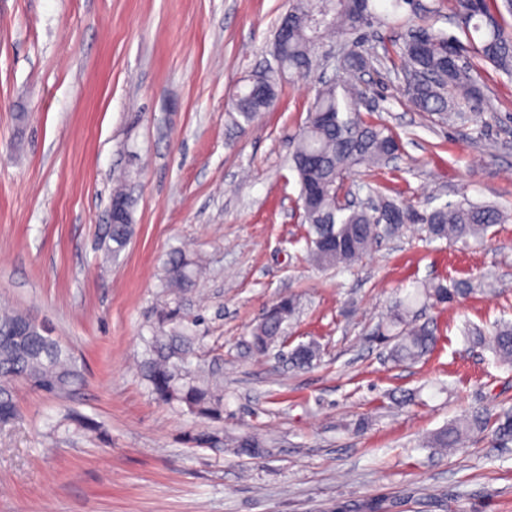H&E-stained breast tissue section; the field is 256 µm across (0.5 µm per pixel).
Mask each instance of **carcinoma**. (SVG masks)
<instances>
[{
    "label": "carcinoma",
    "mask_w": 512,
    "mask_h": 512,
    "mask_svg": "<svg viewBox=\"0 0 512 512\" xmlns=\"http://www.w3.org/2000/svg\"><path fill=\"white\" fill-rule=\"evenodd\" d=\"M456 28L476 50L481 60L512 78V0H452ZM393 10L408 8L417 18L402 43L384 49L380 56L355 42L344 50L339 67L356 76L372 64L389 61L393 70L408 80L403 88L408 103L419 112L455 122L479 118L488 101L478 69L469 61L457 63L460 40L434 29L437 8L420 0H391ZM378 22L370 0H292L274 32L270 53L273 64L253 76L232 100L239 127L251 124L260 114L277 105L280 71L301 74L317 63L315 51L327 37L346 39ZM364 90L356 81L342 85L324 82L315 90L307 118L293 141L289 168L300 187L304 239L310 259L320 267L350 269L384 236L405 224H423L431 240L467 244L484 239L492 227L512 221V211L490 202L463 199L447 202L429 211H419L383 194L375 185L376 171L399 152L396 136L383 124L366 118L358 109ZM358 179L345 184L347 175ZM367 190L369 205L352 207L342 195ZM133 234L132 207L120 222L109 227L112 254H118ZM192 262L182 250L173 251L165 266L168 287L192 286ZM483 281H441L423 286L422 295L438 304L451 303L470 294ZM295 301L283 297L263 313L252 330V346L267 349L284 333V323L295 315ZM408 304L391 311L389 326L397 329L390 350L393 361L415 363L437 343L435 330L408 319ZM477 340L489 345L498 362L512 366V323L498 325L490 335L474 331ZM194 352L192 336H156L152 356L144 363V377L156 398L177 403L204 421L218 422L224 416V394L220 384L187 378L183 365ZM320 357L314 342L301 343L289 353L297 368L309 367ZM82 379V370L72 351L52 336L42 322L20 313L0 315V427L19 419L13 384L23 381L34 390L64 396ZM486 423L477 416L465 417L436 431L427 440L430 448L456 450L469 433H484ZM501 442L512 441V413L493 430ZM239 456L255 457L267 448L259 433L247 432L227 440Z\"/></svg>",
    "instance_id": "obj_1"
}]
</instances>
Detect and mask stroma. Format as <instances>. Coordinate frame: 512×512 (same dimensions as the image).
<instances>
[{
	"instance_id": "stroma-1",
	"label": "stroma",
	"mask_w": 512,
	"mask_h": 512,
	"mask_svg": "<svg viewBox=\"0 0 512 512\" xmlns=\"http://www.w3.org/2000/svg\"><path fill=\"white\" fill-rule=\"evenodd\" d=\"M290 0H0V308L50 325L83 381L64 398L14 385L20 420L0 428V512H512V443L478 435L427 448L466 415L512 409V368L471 329L512 322V223L469 245L426 242L410 224L351 270L310 264L288 168L293 137L335 63L285 74L277 107L247 129L238 87L269 58ZM493 105L468 123L414 111L387 66L360 75L374 120L400 138L378 170L416 209L460 196L512 207V80L479 61ZM125 176L134 233L105 257L112 187ZM182 248L195 286L166 285ZM489 281L411 306L435 348L411 365L381 335L423 284ZM296 315L259 353L252 328L280 297ZM195 336L188 371L224 381V418L201 423L157 400L143 376L156 313ZM316 342L319 360L286 356ZM414 399L402 403L405 394ZM75 412L96 431L67 428ZM258 432L262 458L188 434Z\"/></svg>"
}]
</instances>
